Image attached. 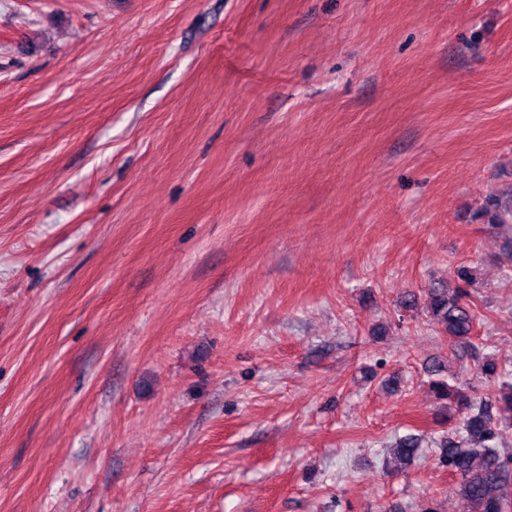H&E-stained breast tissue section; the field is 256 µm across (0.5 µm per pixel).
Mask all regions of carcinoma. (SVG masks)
<instances>
[{"mask_svg": "<svg viewBox=\"0 0 512 512\" xmlns=\"http://www.w3.org/2000/svg\"><path fill=\"white\" fill-rule=\"evenodd\" d=\"M480 215L489 224H512V203L503 205L491 198L482 206ZM460 280L463 285L452 290H431L428 311L443 334L469 346L481 317L463 301L468 295L467 287L474 284L473 274L463 269ZM476 372L489 383L487 396L478 402L458 385L439 378L431 380L438 400L450 408L466 410L458 422V437L440 442L439 463L457 480L466 512H512V468L494 444L500 427H512V382L502 379L494 358L479 363ZM494 408L508 416L495 418ZM421 448V437L410 433L395 442L392 454L407 465L419 457Z\"/></svg>", "mask_w": 512, "mask_h": 512, "instance_id": "obj_1", "label": "carcinoma"}]
</instances>
